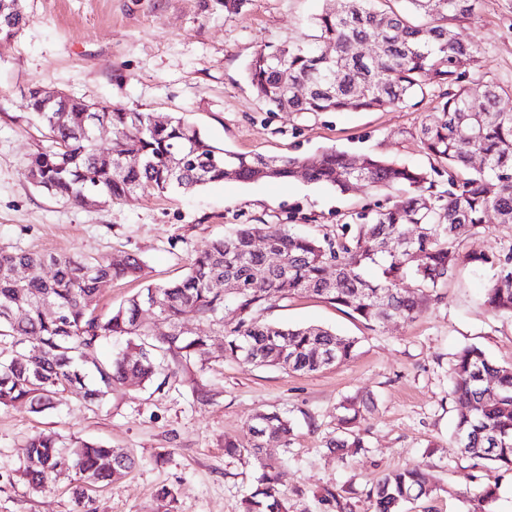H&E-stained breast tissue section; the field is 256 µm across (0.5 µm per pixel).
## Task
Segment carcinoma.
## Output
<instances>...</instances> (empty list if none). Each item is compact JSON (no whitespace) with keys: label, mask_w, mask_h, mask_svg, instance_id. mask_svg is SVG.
Instances as JSON below:
<instances>
[{"label":"carcinoma","mask_w":512,"mask_h":512,"mask_svg":"<svg viewBox=\"0 0 512 512\" xmlns=\"http://www.w3.org/2000/svg\"><path fill=\"white\" fill-rule=\"evenodd\" d=\"M23 2L0 0L1 43L25 25ZM388 2L344 0L341 9L316 19L310 41L268 45L256 53L247 78L269 111L298 114L366 112L384 102L401 107L441 89L439 112L419 136L427 153L451 170L444 191L435 190L427 170L374 155L354 161L334 148L303 158L240 153L212 144L178 116L158 126L149 112L95 109L71 95L46 105L41 88L28 90L26 107L51 145L29 157L27 177L76 206L112 203L137 191L187 193L224 180L283 182L300 169L310 182L341 193L365 182L398 196L364 221L343 225L337 237L296 233L286 224H238L196 253L184 277L148 284L106 314L97 312L100 296L117 280L140 278L139 257L0 247V407L23 405L42 413L74 392L86 406L98 407L117 385L153 383L161 352L182 365L202 356L229 357L306 374L346 363L356 340L321 326L268 322L263 313L279 299L312 295L368 327L393 318L412 321L442 299L441 288L465 262L493 271L484 304L496 315L512 316V245L492 254L464 250L466 240L484 230L489 213L500 224H512V112L499 109L505 90L466 78L458 64L478 61L481 48L457 40L449 26L474 17L478 0H402V9L382 7ZM416 17L426 22L415 24ZM363 42L374 44V54L349 53L350 45ZM302 84L306 93L300 96L295 89ZM103 134L110 136L105 155L97 148ZM476 156L483 165L472 171ZM412 227L417 233L401 248H383ZM271 254L278 263L270 262ZM44 266L53 269L49 279L38 274ZM149 306L168 324L166 334L154 336L139 321ZM48 308L57 316H47ZM196 322L224 343L196 334L190 329ZM112 341L121 347L100 356ZM489 379L495 380L492 388ZM450 381L461 453L512 473V368L469 346L455 355ZM374 407L368 393L346 399L341 437L327 447H366L360 423ZM292 435L287 417L260 411L241 435L224 439L227 456L255 469L254 487L239 512H291L279 489L278 463L264 444L287 448ZM136 465L124 448L37 432L26 442L23 476L34 491L60 478L83 487L121 478ZM431 493L426 475L409 467L382 477L369 496L374 512H403L405 504Z\"/></svg>","instance_id":"carcinoma-1"}]
</instances>
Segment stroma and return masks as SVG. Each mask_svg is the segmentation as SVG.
Masks as SVG:
<instances>
[{
	"label": "stroma",
	"mask_w": 512,
	"mask_h": 512,
	"mask_svg": "<svg viewBox=\"0 0 512 512\" xmlns=\"http://www.w3.org/2000/svg\"><path fill=\"white\" fill-rule=\"evenodd\" d=\"M338 0H246L228 14L222 0H24L28 22L0 43V247L101 258L140 257L141 279L114 282L103 295L107 312L145 284L183 277L190 259L236 224L293 225L303 233L337 235L381 192L361 184L346 194L297 176L285 184L224 181L192 194L136 192L109 204L78 207L37 190L27 179L30 155L47 144L26 107L31 87L61 90L117 109L175 114L218 146L265 156H299L336 148L350 156L376 154L428 169L433 159L418 135L437 110L438 90L415 107L300 116L271 112L252 93L246 65L267 44L302 40L311 22ZM458 39L478 44L479 62L460 65L473 77L507 89L512 112V0H479L459 22ZM486 272L460 265L442 302L414 321L367 327L322 299L276 301L268 321L321 325L357 341L346 363L302 374L233 359L168 362L162 388H115L109 401L86 408L78 397L40 414L0 407V512H75L76 490L58 482L29 490L22 475L27 439L37 432L80 437L130 450L139 466L90 491L92 512H238L252 466L224 453V438L242 433L256 412L295 421L290 447L269 443L279 462V488L293 512H337L324 488L342 490L347 512H374L369 490L384 475L419 466L434 488L406 512H473L474 496L497 489L492 512H512V474L461 454L454 436L449 369L467 346L497 365H512V318L484 305ZM213 385L198 399V382ZM370 392L365 448L330 451L346 397ZM169 488L170 503L157 492Z\"/></svg>",
	"instance_id": "1"
}]
</instances>
